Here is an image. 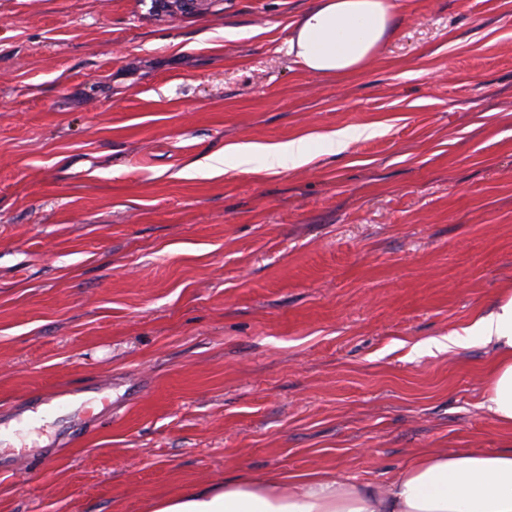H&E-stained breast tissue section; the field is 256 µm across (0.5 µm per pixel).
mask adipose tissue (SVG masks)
Wrapping results in <instances>:
<instances>
[{
  "label": "adipose tissue",
  "instance_id": "ef3b65f1",
  "mask_svg": "<svg viewBox=\"0 0 512 512\" xmlns=\"http://www.w3.org/2000/svg\"><path fill=\"white\" fill-rule=\"evenodd\" d=\"M288 48L296 63L318 75L363 70L391 39L397 23L391 0H316L291 22ZM350 134L302 136L273 146H231L224 164L249 165L263 154L267 168L307 163L313 147L332 153ZM492 346L482 406L494 425L512 437V293L438 345L449 350L470 339ZM152 512H512V448L415 452L383 483L354 484L313 470L239 474L221 483L190 485L154 503Z\"/></svg>",
  "mask_w": 512,
  "mask_h": 512
}]
</instances>
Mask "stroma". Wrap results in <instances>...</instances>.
Returning a JSON list of instances; mask_svg holds the SVG:
<instances>
[{
    "mask_svg": "<svg viewBox=\"0 0 512 512\" xmlns=\"http://www.w3.org/2000/svg\"><path fill=\"white\" fill-rule=\"evenodd\" d=\"M392 2L378 57L327 76L288 53L312 0H0V512L504 445L492 347L431 341L512 291V0ZM100 387L98 421L17 418ZM352 134L340 130L328 135H308L290 139L273 146L250 145L247 147L229 146L224 148V170L226 167H243L251 163L254 154L262 153L266 159V169L281 167L288 162V168L307 163L312 157V142L318 139L323 153H336V145L344 147Z\"/></svg>",
    "mask_w": 512,
    "mask_h": 512,
    "instance_id": "35a3bbf8",
    "label": "stroma"
}]
</instances>
